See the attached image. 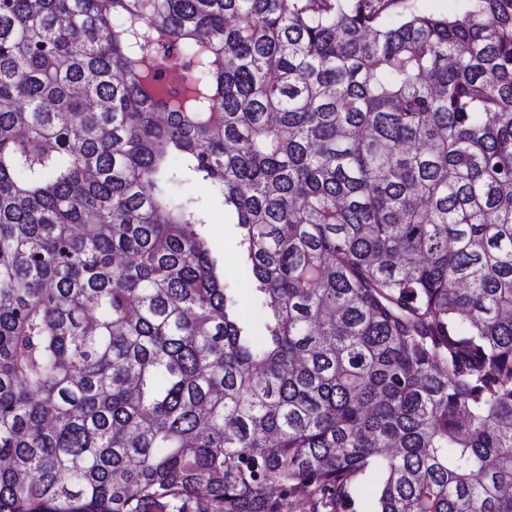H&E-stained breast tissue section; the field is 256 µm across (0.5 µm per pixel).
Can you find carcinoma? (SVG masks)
Returning <instances> with one entry per match:
<instances>
[{
  "label": "carcinoma",
  "instance_id": "obj_1",
  "mask_svg": "<svg viewBox=\"0 0 512 512\" xmlns=\"http://www.w3.org/2000/svg\"><path fill=\"white\" fill-rule=\"evenodd\" d=\"M364 475L512 512V0H0V512ZM464 0H417L420 10L437 15H455L461 12ZM172 192L180 197L192 196L199 200L210 211V246L214 253L224 257V280L231 287L239 284L240 267L236 249L237 228L233 215L225 212L216 202L212 201L202 187L187 183L179 175L171 185Z\"/></svg>",
  "mask_w": 512,
  "mask_h": 512
}]
</instances>
